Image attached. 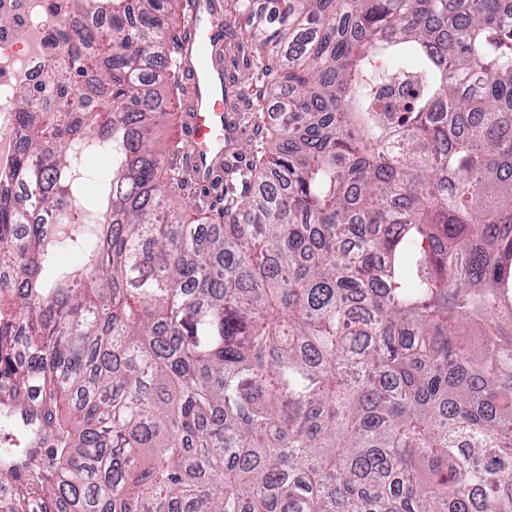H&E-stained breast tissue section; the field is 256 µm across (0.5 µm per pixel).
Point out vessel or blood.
Listing matches in <instances>:
<instances>
[{"instance_id":"vessel-or-blood-1","label":"vessel or blood","mask_w":512,"mask_h":512,"mask_svg":"<svg viewBox=\"0 0 512 512\" xmlns=\"http://www.w3.org/2000/svg\"><path fill=\"white\" fill-rule=\"evenodd\" d=\"M188 9L189 21L180 43L187 60L186 92L191 101L184 137L191 170L202 180L224 155V138L228 134L224 127V98L232 94L233 88L207 60L222 41V15L209 9L206 0H189ZM4 420L25 429L28 447H43L44 437L31 413L13 407Z\"/></svg>"}]
</instances>
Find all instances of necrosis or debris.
Masks as SVG:
<instances>
[{
    "label": "necrosis or debris",
    "instance_id": "necrosis-or-debris-1",
    "mask_svg": "<svg viewBox=\"0 0 512 512\" xmlns=\"http://www.w3.org/2000/svg\"><path fill=\"white\" fill-rule=\"evenodd\" d=\"M110 0H0V178H8L16 154L12 135L19 89L39 86L44 63L59 57L63 44L53 35L58 21L102 17Z\"/></svg>",
    "mask_w": 512,
    "mask_h": 512
}]
</instances>
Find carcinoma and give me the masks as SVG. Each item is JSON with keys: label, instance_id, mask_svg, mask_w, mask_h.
<instances>
[{"label": "carcinoma", "instance_id": "obj_1", "mask_svg": "<svg viewBox=\"0 0 512 512\" xmlns=\"http://www.w3.org/2000/svg\"><path fill=\"white\" fill-rule=\"evenodd\" d=\"M229 2L279 118L216 215L155 136L179 0L60 21L67 56L17 99L0 393L50 439L52 496L512 512V0ZM99 143L90 233L64 202Z\"/></svg>", "mask_w": 512, "mask_h": 512}]
</instances>
